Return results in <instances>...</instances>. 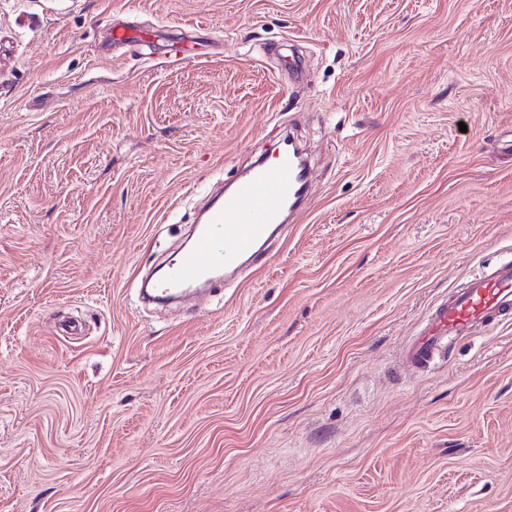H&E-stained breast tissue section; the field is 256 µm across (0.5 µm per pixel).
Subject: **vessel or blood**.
I'll return each instance as SVG.
<instances>
[{"label":"vessel or blood","mask_w":512,"mask_h":512,"mask_svg":"<svg viewBox=\"0 0 512 512\" xmlns=\"http://www.w3.org/2000/svg\"><path fill=\"white\" fill-rule=\"evenodd\" d=\"M307 176L288 147H281L275 165L260 163L235 181L222 203L208 208L192 228L176 261L153 285L156 298L170 299L193 285L219 282L236 272L245 256L281 223L287 208L307 190ZM512 321V258L473 275L452 290L427 316L407 345L402 362L423 367L443 356L452 343L478 330Z\"/></svg>","instance_id":"obj_1"}]
</instances>
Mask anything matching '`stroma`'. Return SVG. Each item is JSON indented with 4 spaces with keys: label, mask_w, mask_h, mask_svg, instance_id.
I'll list each match as a JSON object with an SVG mask.
<instances>
[{
    "label": "stroma",
    "mask_w": 512,
    "mask_h": 512,
    "mask_svg": "<svg viewBox=\"0 0 512 512\" xmlns=\"http://www.w3.org/2000/svg\"><path fill=\"white\" fill-rule=\"evenodd\" d=\"M289 132L267 255L143 304ZM511 256L512 0H0V512H512V323L400 366Z\"/></svg>",
    "instance_id": "1"
}]
</instances>
